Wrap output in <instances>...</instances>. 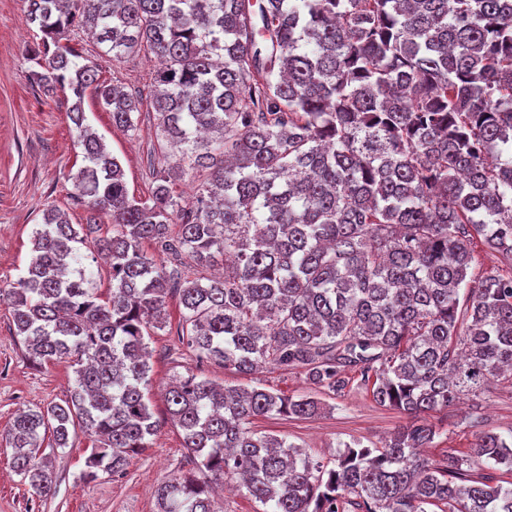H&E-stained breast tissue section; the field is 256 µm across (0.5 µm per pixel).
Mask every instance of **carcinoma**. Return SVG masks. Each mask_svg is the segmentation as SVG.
Wrapping results in <instances>:
<instances>
[{"label": "carcinoma", "instance_id": "obj_1", "mask_svg": "<svg viewBox=\"0 0 512 512\" xmlns=\"http://www.w3.org/2000/svg\"><path fill=\"white\" fill-rule=\"evenodd\" d=\"M25 20L42 33L30 81L75 98L72 180L91 210L85 234L46 210L31 262L0 290L28 360L75 365L65 404L20 410L8 430L35 493L55 489L43 444L67 448L76 426L89 481L147 447L146 338L174 291L177 338L199 357L299 370L332 393L355 372L411 421L380 448L343 443L329 469L250 430L315 416L317 399L179 376L168 412L194 469L160 486V512H212L210 481L224 479L262 512H512V481L417 453L439 434L430 416L512 375V0H28ZM75 26L114 59L160 61L145 199L81 107L92 86L134 131L141 101L81 62L65 43ZM187 170L206 172L188 201L174 190ZM99 216L111 227L91 240ZM476 238L505 272L469 274ZM147 242L201 269L221 257L224 276L172 283ZM96 251L111 263L105 298L86 265ZM476 457L512 476V441L487 433Z\"/></svg>", "mask_w": 512, "mask_h": 512}]
</instances>
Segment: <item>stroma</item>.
<instances>
[{"instance_id": "stroma-1", "label": "stroma", "mask_w": 512, "mask_h": 512, "mask_svg": "<svg viewBox=\"0 0 512 512\" xmlns=\"http://www.w3.org/2000/svg\"><path fill=\"white\" fill-rule=\"evenodd\" d=\"M25 10V0H0V288L11 287L29 264L32 233L47 208L66 213L73 224L85 223L87 217L71 180L83 164L82 148L69 119L72 99L60 92L45 93L29 82V54L41 34L26 25ZM70 43L96 65L101 79L141 97L149 96L156 71L149 55L140 52L120 63L112 61L78 29L71 32ZM83 109L88 124L120 160L129 193L147 197L153 163L150 150L155 141L150 105H142L133 132L113 125L111 112L93 90H86ZM167 314L168 327L153 335L149 345V404L159 427L148 448L130 460L123 476L103 474L87 482L82 471L91 442L82 431H72L68 447L50 454L55 492L40 497L14 471L13 450L5 436L17 410L68 400L74 373L63 361L44 365L29 361L13 334L9 305L0 301V512H158L157 487L193 466L182 433L170 422L166 410L164 386L179 374L319 399L324 409L313 417L260 418L251 428L260 435L286 438L328 465L334 462L338 443L357 438L379 447L407 422L404 414L376 403L355 376L341 393L332 394L316 388L296 370L271 366L243 375L198 359L177 341L176 303H169ZM433 420L440 433L426 449V456L437 459L454 452L471 458L482 433L512 437V381L491 380L477 396L461 400Z\"/></svg>"}]
</instances>
